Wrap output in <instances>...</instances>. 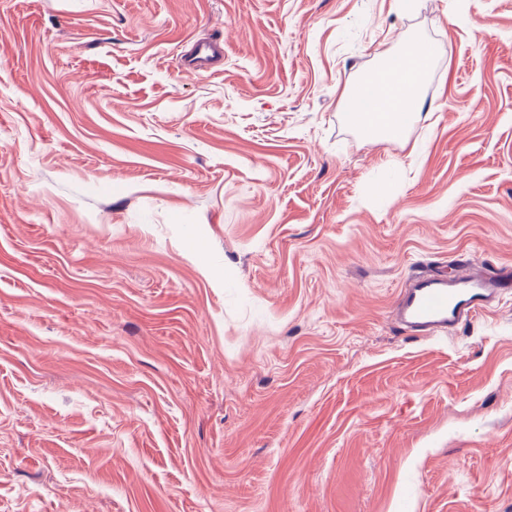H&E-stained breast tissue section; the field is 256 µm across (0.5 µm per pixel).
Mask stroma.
Segmentation results:
<instances>
[{
	"label": "stroma",
	"instance_id": "1",
	"mask_svg": "<svg viewBox=\"0 0 512 512\" xmlns=\"http://www.w3.org/2000/svg\"><path fill=\"white\" fill-rule=\"evenodd\" d=\"M469 266L512 267V0H0V512H512V294L396 321ZM215 42L210 40H199L195 44V52L188 60V69L192 71H207L214 57V53L218 50ZM415 54L421 61L416 73H403L404 59ZM430 62L428 49L421 43L412 44L405 57L398 56L368 74L357 89L348 95L347 118L367 137L394 140L402 136L408 121L420 114L422 99L419 86ZM369 96L371 107L362 103ZM511 288L510 272L474 270L467 277L449 281L446 275L417 274L399 300L400 328L415 335L447 333L448 326L466 325L491 296Z\"/></svg>",
	"mask_w": 512,
	"mask_h": 512
}]
</instances>
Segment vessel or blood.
<instances>
[{"instance_id":"obj_1","label":"vessel or blood","mask_w":512,"mask_h":512,"mask_svg":"<svg viewBox=\"0 0 512 512\" xmlns=\"http://www.w3.org/2000/svg\"><path fill=\"white\" fill-rule=\"evenodd\" d=\"M218 46L210 40L195 44L188 61L192 71H205ZM512 288L511 274L472 271L467 277L448 279L440 274H418L404 288L398 304L401 328L416 335H438L448 328L466 325L491 296Z\"/></svg>"}]
</instances>
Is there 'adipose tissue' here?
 <instances>
[{"label": "adipose tissue", "mask_w": 512, "mask_h": 512, "mask_svg": "<svg viewBox=\"0 0 512 512\" xmlns=\"http://www.w3.org/2000/svg\"><path fill=\"white\" fill-rule=\"evenodd\" d=\"M403 57L368 74L348 96L347 118L367 137L400 138L409 120L422 108L421 73L404 72Z\"/></svg>", "instance_id": "1"}]
</instances>
